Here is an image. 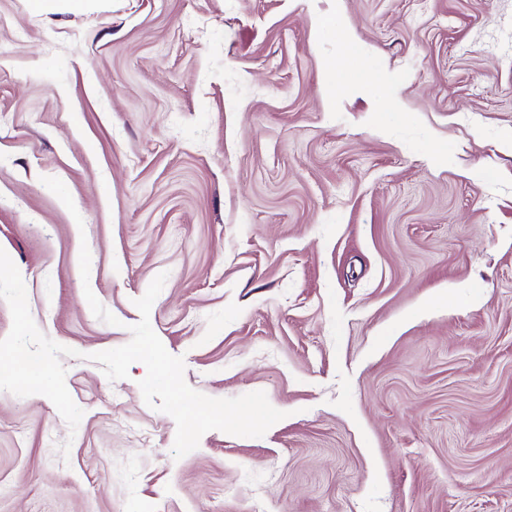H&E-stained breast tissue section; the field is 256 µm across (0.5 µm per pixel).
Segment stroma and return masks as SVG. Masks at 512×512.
I'll return each instance as SVG.
<instances>
[{"instance_id": "stroma-1", "label": "stroma", "mask_w": 512, "mask_h": 512, "mask_svg": "<svg viewBox=\"0 0 512 512\" xmlns=\"http://www.w3.org/2000/svg\"><path fill=\"white\" fill-rule=\"evenodd\" d=\"M0 248L84 412L0 391V512H512V0H0ZM161 273L263 436L174 458L91 361Z\"/></svg>"}]
</instances>
